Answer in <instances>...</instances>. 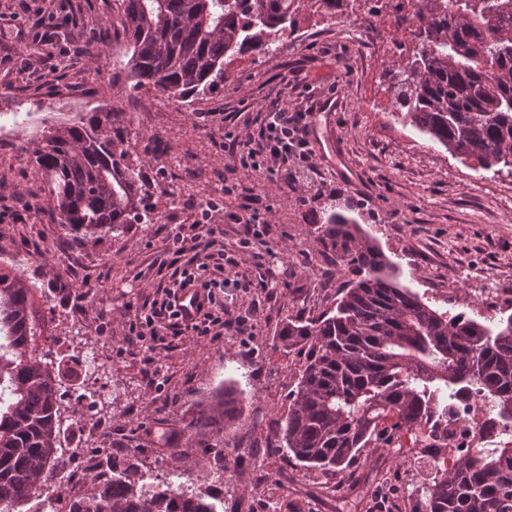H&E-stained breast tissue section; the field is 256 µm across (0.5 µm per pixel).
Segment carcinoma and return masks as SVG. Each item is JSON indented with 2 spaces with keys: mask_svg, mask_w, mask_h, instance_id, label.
Listing matches in <instances>:
<instances>
[{
  "mask_svg": "<svg viewBox=\"0 0 512 512\" xmlns=\"http://www.w3.org/2000/svg\"><path fill=\"white\" fill-rule=\"evenodd\" d=\"M338 0H121L113 37L127 43L133 88L184 99L213 85L224 58L268 54L295 15ZM396 23L421 44L382 75L397 119L478 167L512 174V0H416ZM118 113L95 112L50 126L32 161L53 185L50 212L87 235L149 223L140 172L122 148ZM318 242L351 279L336 312L291 320L280 331L306 361L288 394L277 437L288 457L346 472L378 432H411L436 402L470 391L512 429V314L493 327L440 312L398 281L396 268L363 229L331 210ZM32 288L0 272V504L19 512L33 494L60 487L67 458L58 448L62 376L33 346ZM233 393L221 390L196 423L235 424ZM72 512H216L171 479L146 481L129 464ZM414 512H512V444L471 448L447 469H431Z\"/></svg>",
  "mask_w": 512,
  "mask_h": 512,
  "instance_id": "obj_1",
  "label": "carcinoma"
}]
</instances>
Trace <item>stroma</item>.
<instances>
[{
  "mask_svg": "<svg viewBox=\"0 0 512 512\" xmlns=\"http://www.w3.org/2000/svg\"><path fill=\"white\" fill-rule=\"evenodd\" d=\"M65 20L54 35L66 55L48 54L38 23L48 7ZM8 26L0 40V110L37 103L39 125L59 124L61 92L95 86L97 104L78 117L123 113L132 161L145 183L149 224L91 237L57 224L47 209L51 185L31 160L29 139L0 140V252L28 253L14 273L33 287L38 353L58 359L54 337L80 327L108 366L112 455L104 466L169 464L184 487L218 512H369L373 488L397 480L405 512L426 466L412 455L363 449L355 474L306 470L288 459L274 435L288 411V392L304 364L278 333L289 319L329 312L345 280L336 256L315 240L331 201H339L395 264L400 282L432 308L473 318L512 314V175L476 169L380 107L382 73L393 53L374 24L352 33L327 22L295 30L276 51L232 56L222 79L199 95L171 99L133 88L121 64L126 44L88 53L118 24V0H0ZM311 108L309 148L317 168L305 185L286 174L251 171L224 153V135L259 130L273 107ZM216 200L225 219L214 228L224 244L225 278L253 281L247 300L259 312L247 336L186 332L163 335L154 349L125 344L129 324L158 284L170 232L197 234V208ZM266 212L259 259H243L244 225L233 218ZM161 375H153L154 365ZM237 387L241 418L216 430L196 419L219 389ZM238 461L232 489L210 471L215 453Z\"/></svg>",
  "mask_w": 512,
  "mask_h": 512,
  "instance_id": "1",
  "label": "stroma"
}]
</instances>
